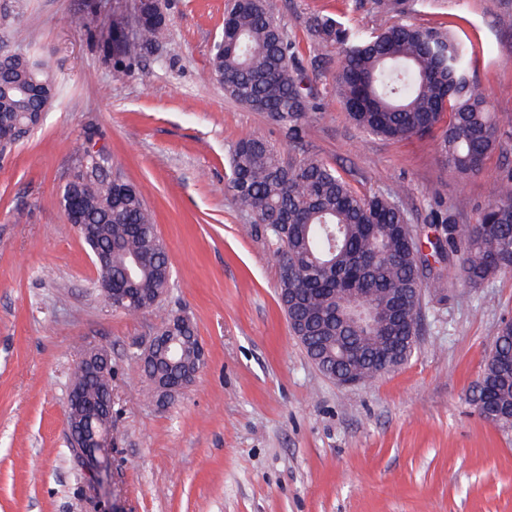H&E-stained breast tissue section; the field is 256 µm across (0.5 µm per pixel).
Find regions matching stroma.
<instances>
[{"label":"stroma","mask_w":512,"mask_h":512,"mask_svg":"<svg viewBox=\"0 0 512 512\" xmlns=\"http://www.w3.org/2000/svg\"><path fill=\"white\" fill-rule=\"evenodd\" d=\"M227 0H163L158 48L118 73L79 19L85 0H0V43L30 44L61 84L40 128L0 155V512H512V429L484 419L472 391L498 327L512 319V273L477 288L448 276L425 296L415 349L372 382L323 376L290 332L274 247L226 186L240 139L305 153L361 193L404 186L411 223L434 202L475 223L512 168V132L475 175L459 177L438 139L389 140L348 117L340 57L306 20L366 29L394 14L352 0H269L309 64L316 110L301 146L224 95L209 76ZM412 23L476 47L475 69L512 120V0H422ZM93 132L142 191L171 260L165 310L189 316L205 349L195 383L160 401L137 356L157 314L130 316L97 289L91 252L60 205L71 160ZM112 352L109 480L92 487L63 428L68 376L83 348Z\"/></svg>","instance_id":"35a3bbf8"}]
</instances>
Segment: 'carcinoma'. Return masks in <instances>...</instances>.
Instances as JSON below:
<instances>
[{"mask_svg":"<svg viewBox=\"0 0 512 512\" xmlns=\"http://www.w3.org/2000/svg\"><path fill=\"white\" fill-rule=\"evenodd\" d=\"M155 2L142 0L144 19L136 37L126 33L119 16L107 25L86 4L80 24L90 32L108 26L104 48L115 71L131 69L162 39L166 16ZM418 2L372 0L373 8L399 17L381 30L319 14L309 18L308 29L317 41L340 47L336 94L359 127L389 139L438 130L442 157L465 178L480 172L496 148L500 120L475 76L474 44L409 22ZM211 74L226 97L299 138L314 106L296 44L266 0H231ZM61 90L47 63L29 52L0 60L1 154L41 124ZM111 168L112 160L97 164L83 149L73 156L65 186L81 189L80 223L89 225L81 238L90 251L110 257L108 265L97 267L100 291L110 281L112 297H118L129 276L140 289L138 301L113 308L132 316L157 312L164 329L175 317L161 305L170 288L171 260L142 191ZM227 184L238 208L275 245L278 297L293 335L314 362L327 351L336 353V337H362L368 353L362 361L331 359L361 385L378 375L387 354L379 325L397 336L419 332L424 292L447 291L451 268L474 288L512 272L511 168L493 182L491 199L473 224L456 223L442 206L430 208L427 222L434 235L428 255L401 203L404 189L361 195L336 168L309 156L286 163L262 137L235 145ZM357 293L369 297L374 315L352 310ZM180 343L184 363L202 367L193 322L183 325ZM478 384L480 414L492 413L493 423L512 428V322H501ZM70 391L103 411L112 373L99 375L80 361Z\"/></svg>","mask_w":512,"mask_h":512,"instance_id":"cac0c4a2","label":"carcinoma"}]
</instances>
